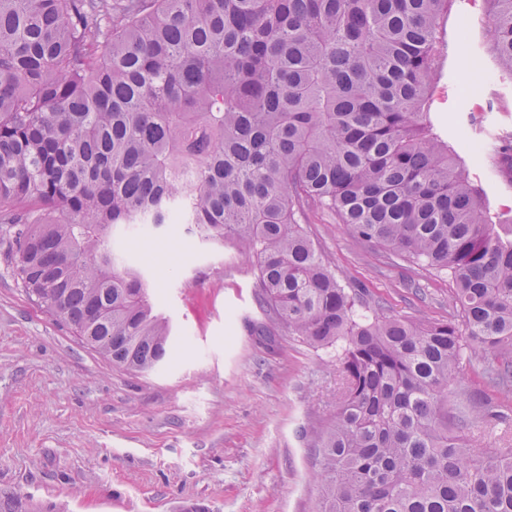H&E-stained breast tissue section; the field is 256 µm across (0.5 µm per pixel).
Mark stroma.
I'll return each mask as SVG.
<instances>
[{
    "instance_id": "1",
    "label": "stroma",
    "mask_w": 512,
    "mask_h": 512,
    "mask_svg": "<svg viewBox=\"0 0 512 512\" xmlns=\"http://www.w3.org/2000/svg\"><path fill=\"white\" fill-rule=\"evenodd\" d=\"M485 0H451L440 19L448 44L434 81L439 132L456 143L493 216L512 218V176L459 144L512 134V84L488 53ZM467 44H460L461 32ZM305 228L345 282L380 314L448 319L447 277L349 236L338 218L307 208ZM140 267L178 348L168 365L136 373L85 346L38 307L0 260V512H319L313 432L340 388L331 348L286 329L260 334L255 271L238 244L168 224L149 237L117 233ZM474 359L450 388L448 411L480 391L512 412Z\"/></svg>"
}]
</instances>
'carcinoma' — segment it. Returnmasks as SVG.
Segmentation results:
<instances>
[{"label": "carcinoma", "instance_id": "1", "mask_svg": "<svg viewBox=\"0 0 512 512\" xmlns=\"http://www.w3.org/2000/svg\"><path fill=\"white\" fill-rule=\"evenodd\" d=\"M449 0H0V254L89 348L149 373L175 349L114 231L177 220L236 241L269 321L340 347L313 434L323 512H512V448L466 445L448 383L512 389V225L435 130ZM512 83V0H487ZM482 150L507 166L498 138ZM315 203L369 246L449 275L456 315L364 311L315 246ZM464 425L499 405L474 399Z\"/></svg>", "mask_w": 512, "mask_h": 512}]
</instances>
